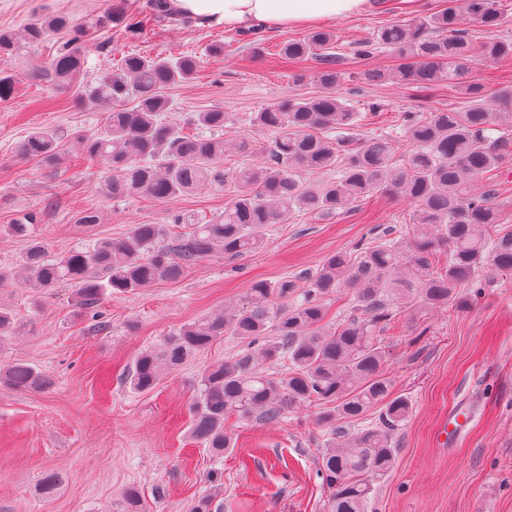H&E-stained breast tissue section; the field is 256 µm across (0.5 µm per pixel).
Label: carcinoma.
I'll return each mask as SVG.
<instances>
[{"label": "carcinoma", "mask_w": 512, "mask_h": 512, "mask_svg": "<svg viewBox=\"0 0 512 512\" xmlns=\"http://www.w3.org/2000/svg\"><path fill=\"white\" fill-rule=\"evenodd\" d=\"M506 19L501 0H448L442 11L382 26L359 43L357 55L363 59L383 52L396 58L387 73H357L363 83L448 84L464 95L461 108L402 113L400 131L408 146L399 159L397 134L355 137L364 115L336 94L342 69L334 35L313 30L283 42L282 57L319 63L318 91L251 113V125L273 136L261 148L262 163L229 177L224 156L233 150L250 153L253 147L245 138L224 136V109L192 112L179 123L168 116L170 101L163 90L190 80L200 67L198 57L124 55L84 95L109 107L104 131L80 138L88 157L104 166L102 194L165 202L201 185L221 187L228 178L234 194L224 212L206 222L174 211L164 224H134L118 237L55 257L33 235L44 209L27 208L3 226L23 250L20 272L0 268V285L18 276L21 287L37 292L71 284L79 312L105 329L100 310L105 292L136 294L158 281L177 280L216 252L252 253L292 211L339 214L377 193L411 200L414 212L405 228L374 233L352 251L327 256L302 285L286 277L253 281L234 307L187 322L161 346L141 351L124 377L131 390L145 393L218 338L240 340L244 352L202 374L190 406V438L222 456L232 447L224 432L227 416L273 422L290 409L316 406L317 422L330 435L317 469L327 491L326 512H368L374 484L394 468L399 454L394 435L412 409L407 397L394 393L387 370L390 351L380 333L401 312L416 315L450 303L467 309L482 295V274L512 273V228L499 222L494 193L473 189L476 179L512 153V85L492 92L475 77L462 80L478 56L512 57L511 38L477 42L466 24L498 28ZM124 21L119 0L97 24L105 28ZM48 31L61 32L66 40L45 66L27 76L69 84L84 69L92 33L70 16L56 14L31 23L23 41L39 43ZM20 41L0 29V54L14 53ZM490 98L497 108L486 107ZM191 126L209 135L185 131ZM61 138L56 128H36L19 155L57 164ZM324 171L336 177L320 184L301 178L303 172ZM174 226L185 231L175 233ZM344 291L354 293L353 314L331 322L324 299ZM260 361L286 369L264 375L257 370ZM0 383L21 392L53 387L49 375L23 361L0 364ZM374 413L375 422L365 423ZM223 510L224 502L211 493L189 504V512ZM123 512H146L137 490L126 491Z\"/></svg>", "instance_id": "1"}]
</instances>
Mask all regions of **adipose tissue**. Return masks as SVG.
Instances as JSON below:
<instances>
[{"label":"adipose tissue","mask_w":512,"mask_h":512,"mask_svg":"<svg viewBox=\"0 0 512 512\" xmlns=\"http://www.w3.org/2000/svg\"><path fill=\"white\" fill-rule=\"evenodd\" d=\"M370 0H165L170 12L193 19L197 26L278 29L351 18Z\"/></svg>","instance_id":"adipose-tissue-1"}]
</instances>
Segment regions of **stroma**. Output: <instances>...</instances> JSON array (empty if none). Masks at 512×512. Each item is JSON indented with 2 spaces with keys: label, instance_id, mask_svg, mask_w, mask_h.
<instances>
[{
  "label": "stroma",
  "instance_id": "1",
  "mask_svg": "<svg viewBox=\"0 0 512 512\" xmlns=\"http://www.w3.org/2000/svg\"><path fill=\"white\" fill-rule=\"evenodd\" d=\"M110 2L0 0V29L19 33L34 18L57 13L92 22ZM445 5V0H374L357 17L322 22L345 59L347 77L336 92L365 113L364 133L389 132L406 111L457 106V90L445 85L420 89L349 79L365 68L394 63L384 53L359 58L361 40L385 24ZM126 11L128 22H143L142 34L128 37L121 26L96 31L102 48L90 52L70 86L25 80L0 101V225L22 209L44 206V221L34 233L53 255L122 235L135 224L162 222L171 211L209 220L233 194L228 183L168 202L101 195V169L86 159L77 138L101 131L105 110L89 102L79 107L74 100L123 55L199 57L194 78L165 94L180 116L224 108L226 132L256 147L228 158L230 169L260 162L258 149L271 138L250 125V113L315 89L313 60L292 63L279 54L281 43L302 37L303 29L263 31L254 40L243 28L152 18L148 0H127ZM64 40L53 32L37 45H22L18 54L0 56V71L44 64ZM217 42L224 45L219 56L209 52ZM372 101L383 108L370 115ZM36 127L64 131L61 164L19 156L20 144ZM87 209L101 213L100 224L77 223ZM412 212L409 200L377 194L339 216H289L255 252L230 259L217 255L179 280L160 281L134 295L105 296L101 309L108 327L102 331L88 315L77 314L74 286L44 290L37 300L29 289L1 286L0 306L12 312L14 329L0 343V360L28 362L52 376L55 387L39 394L0 385V512H121L131 487L148 512H186L191 499L211 490L223 500L224 512H324L317 462L328 435L315 420L316 408L296 409L269 423L227 419L224 428L234 446L221 457L187 439L189 406L202 373L242 352L243 342L217 339L145 394L130 391L123 373L141 349L238 300L253 280L314 272L327 255L353 249L369 230L402 226ZM485 282L470 309L451 306L420 321L403 312L395 327L383 332L394 389L409 397L413 408L397 434L395 467L378 483L369 512H512V274L492 273ZM419 322L427 333L414 345L410 339ZM461 408L471 420L445 440L448 416ZM50 471L62 482L46 494L41 482Z\"/></svg>",
  "mask_w": 512,
  "mask_h": 512
}]
</instances>
